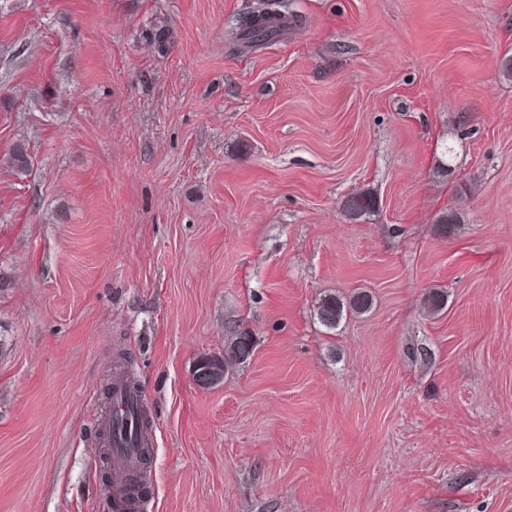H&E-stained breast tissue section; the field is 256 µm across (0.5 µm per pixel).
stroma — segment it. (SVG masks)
<instances>
[{"label": "stroma", "instance_id": "1", "mask_svg": "<svg viewBox=\"0 0 512 512\" xmlns=\"http://www.w3.org/2000/svg\"><path fill=\"white\" fill-rule=\"evenodd\" d=\"M250 3L0 0V512H115L119 360L139 512H512V0H290L231 52ZM272 3L280 11L266 13V7ZM288 3L285 0H261L257 7L250 9L236 20L235 26L228 31L231 50L243 48H263L274 42L285 30H288ZM372 297L367 291L356 289L349 295H326L315 307L318 321L328 329L337 328L347 316L359 315L369 310ZM254 351L253 337L246 333L234 336L226 345L224 359L216 356H203L198 361L197 370L204 376L212 375V383L220 381L224 376L225 368L230 361L237 364L249 359ZM131 404L145 406V397L129 381L122 366L115 364L112 368V401L99 421V443L102 448H108L112 462V497L130 506L136 497L135 479L142 472V464L137 447H128L120 439L113 441L112 425L116 412Z\"/></svg>", "mask_w": 512, "mask_h": 512}]
</instances>
